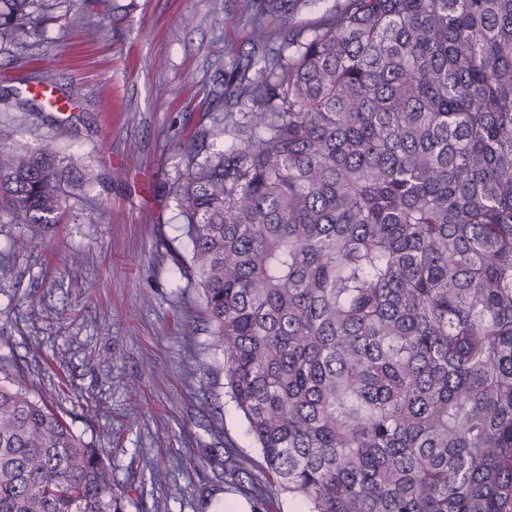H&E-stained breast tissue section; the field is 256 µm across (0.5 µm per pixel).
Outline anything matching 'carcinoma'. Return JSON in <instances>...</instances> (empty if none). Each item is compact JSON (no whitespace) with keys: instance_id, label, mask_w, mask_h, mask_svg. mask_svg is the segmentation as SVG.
<instances>
[{"instance_id":"cac0c4a2","label":"carcinoma","mask_w":512,"mask_h":512,"mask_svg":"<svg viewBox=\"0 0 512 512\" xmlns=\"http://www.w3.org/2000/svg\"><path fill=\"white\" fill-rule=\"evenodd\" d=\"M247 2L228 143L174 193L176 263L275 491L298 512H512V0H343L308 31L314 0ZM50 8L0 0V45ZM94 179L0 130V223L27 240ZM114 486L111 456L0 383V512H124Z\"/></svg>"}]
</instances>
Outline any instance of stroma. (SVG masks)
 Listing matches in <instances>:
<instances>
[{
  "label": "stroma",
  "instance_id": "obj_1",
  "mask_svg": "<svg viewBox=\"0 0 512 512\" xmlns=\"http://www.w3.org/2000/svg\"><path fill=\"white\" fill-rule=\"evenodd\" d=\"M251 20L245 0H75L24 49L0 48V93L51 83L80 117L60 144L101 176L44 244L23 247L24 225L0 224V379L74 414L111 452L125 512L296 509L253 489L263 460L175 263L190 249L172 195L184 148L223 149L224 79L252 51ZM226 451L246 470L240 486L209 462Z\"/></svg>",
  "mask_w": 512,
  "mask_h": 512
}]
</instances>
